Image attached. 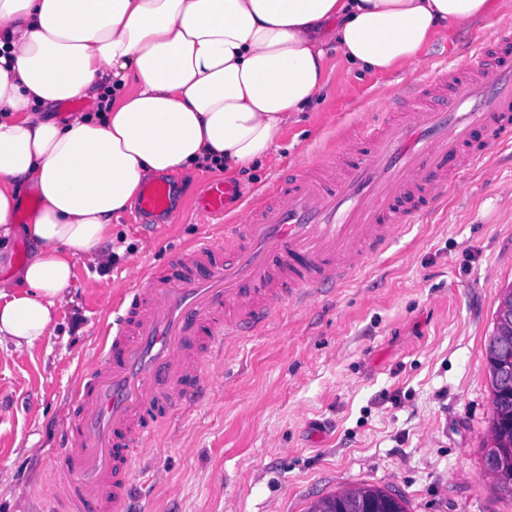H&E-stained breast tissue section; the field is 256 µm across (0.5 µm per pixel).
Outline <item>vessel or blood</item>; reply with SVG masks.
I'll list each match as a JSON object with an SVG mask.
<instances>
[{
  "instance_id": "obj_1",
  "label": "vessel or blood",
  "mask_w": 512,
  "mask_h": 512,
  "mask_svg": "<svg viewBox=\"0 0 512 512\" xmlns=\"http://www.w3.org/2000/svg\"><path fill=\"white\" fill-rule=\"evenodd\" d=\"M468 55L466 66L440 65L394 93L346 147L290 171L244 222L227 225L223 244L198 240L167 269L136 277L73 396L72 445L50 490L62 512H122L147 434L194 401L207 358L262 327L275 304L347 282L437 208L463 170L512 140V21ZM232 190L211 182L198 209L223 217ZM173 202L169 180L147 182L140 222L168 215Z\"/></svg>"
}]
</instances>
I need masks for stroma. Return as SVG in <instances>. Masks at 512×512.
<instances>
[{"mask_svg": "<svg viewBox=\"0 0 512 512\" xmlns=\"http://www.w3.org/2000/svg\"><path fill=\"white\" fill-rule=\"evenodd\" d=\"M511 18L500 9L441 27L412 72L358 71L329 45L320 97L261 165L171 175L175 217L140 224L130 208L113 220L111 262L76 260L53 335L29 350L0 344V512H50L71 395L128 282L199 237L224 236V224L194 208L212 180L237 185L227 216L243 218L290 165L372 121L399 84L429 78L444 58L464 62L471 41ZM510 287L512 142L461 173L445 202L349 286L301 310L275 305L264 328L210 360L198 399L136 458L128 512H308L362 484L400 491L408 512H512L483 454L492 411L484 348Z\"/></svg>", "mask_w": 512, "mask_h": 512, "instance_id": "obj_1", "label": "stroma"}]
</instances>
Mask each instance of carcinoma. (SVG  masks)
<instances>
[{"label": "carcinoma", "mask_w": 512, "mask_h": 512, "mask_svg": "<svg viewBox=\"0 0 512 512\" xmlns=\"http://www.w3.org/2000/svg\"><path fill=\"white\" fill-rule=\"evenodd\" d=\"M492 399L489 419L491 444L484 449L488 474L498 488L512 494V398L500 393L493 369H488ZM308 512H407V501L389 495V490L375 487H353L338 491L315 502Z\"/></svg>", "instance_id": "carcinoma-1"}]
</instances>
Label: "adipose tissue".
Returning <instances> with one entry per match:
<instances>
[{"label":"adipose tissue","instance_id":"ef3b65f1","mask_svg":"<svg viewBox=\"0 0 512 512\" xmlns=\"http://www.w3.org/2000/svg\"><path fill=\"white\" fill-rule=\"evenodd\" d=\"M496 0H0V240L33 248L0 276V343L52 335L76 258L154 177L263 160L325 84L323 34L350 67L415 70L439 23ZM102 99L67 121L50 106ZM34 193L19 223V190ZM22 290H15V283Z\"/></svg>","mask_w":512,"mask_h":512}]
</instances>
